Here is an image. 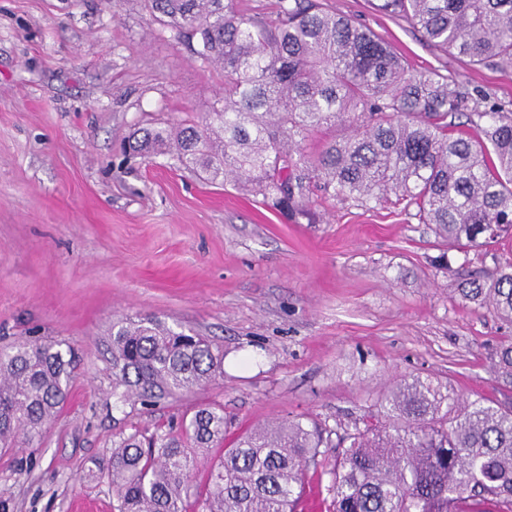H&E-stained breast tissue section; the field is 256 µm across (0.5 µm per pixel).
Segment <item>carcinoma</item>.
Returning a JSON list of instances; mask_svg holds the SVG:
<instances>
[{
  "instance_id": "carcinoma-1",
  "label": "carcinoma",
  "mask_w": 512,
  "mask_h": 512,
  "mask_svg": "<svg viewBox=\"0 0 512 512\" xmlns=\"http://www.w3.org/2000/svg\"><path fill=\"white\" fill-rule=\"evenodd\" d=\"M153 19L197 42L224 73L209 117L142 129L133 152L167 156L213 183L241 185L282 213H305L312 185L339 201L395 197L450 244L512 233V110L435 70L413 73L370 29L318 0H279L266 21L235 0H146ZM429 45L473 65H512V0H382ZM470 132L451 136L455 119ZM321 146L307 151L305 141ZM461 297L512 324V264L460 283ZM120 398L154 406L224 374V348L150 318L112 322ZM496 374L512 385V340ZM74 379L57 342L0 350V447L31 444ZM224 407L203 404L142 441L114 443L118 512H296L310 470L329 467L332 512H512V406L461 402L432 377L401 380L348 433L301 418L239 435L191 484L199 455L224 440ZM334 449L325 463L324 449Z\"/></svg>"
}]
</instances>
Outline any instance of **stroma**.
<instances>
[{
	"label": "stroma",
	"mask_w": 512,
	"mask_h": 512,
	"mask_svg": "<svg viewBox=\"0 0 512 512\" xmlns=\"http://www.w3.org/2000/svg\"><path fill=\"white\" fill-rule=\"evenodd\" d=\"M416 71L459 76L512 109V66L433 48L377 0H323ZM224 91L144 0H0V349L77 356L69 401L32 445L0 454V512H118L112 446L199 403L242 432L307 417L345 434L401 378L512 404L492 372L512 326L462 302L460 274L512 261V236L460 249L412 207L312 196L315 220L123 144L202 120ZM153 317L224 347V375L155 409L113 394V320Z\"/></svg>",
	"instance_id": "stroma-1"
}]
</instances>
